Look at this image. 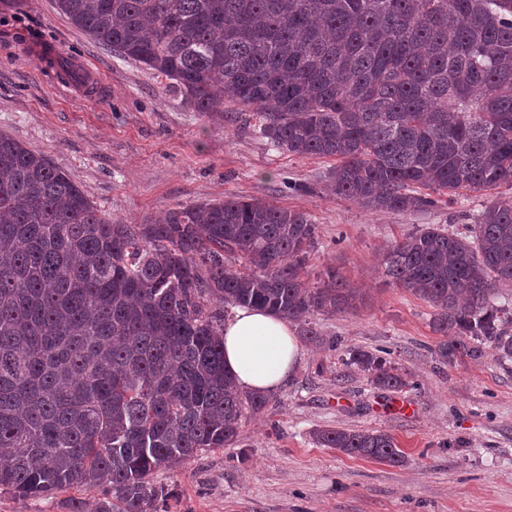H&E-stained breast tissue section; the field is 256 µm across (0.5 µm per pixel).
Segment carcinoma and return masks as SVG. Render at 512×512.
I'll list each match as a JSON object with an SVG mask.
<instances>
[{"label": "carcinoma", "mask_w": 512, "mask_h": 512, "mask_svg": "<svg viewBox=\"0 0 512 512\" xmlns=\"http://www.w3.org/2000/svg\"><path fill=\"white\" fill-rule=\"evenodd\" d=\"M103 47L170 81L197 112L259 115L270 144L332 158L329 189L369 210L421 211L512 183V0H55ZM307 214L261 200L180 205L114 224L64 170L0 132V490L100 493L97 512L169 508L156 470L235 443L269 397L224 368V313L293 321L357 296L306 277ZM386 274L429 302L443 361L485 343L512 359V199L465 235L430 225ZM350 361L384 389L387 360ZM350 457L404 461L383 431L322 430Z\"/></svg>", "instance_id": "cac0c4a2"}]
</instances>
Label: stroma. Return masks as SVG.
<instances>
[{"instance_id":"1","label":"stroma","mask_w":512,"mask_h":512,"mask_svg":"<svg viewBox=\"0 0 512 512\" xmlns=\"http://www.w3.org/2000/svg\"><path fill=\"white\" fill-rule=\"evenodd\" d=\"M89 65L93 91L53 79ZM0 132L65 169L106 217L154 224L181 205L253 198L306 213L317 226L311 284L334 270L358 289L354 308L296 323L301 360L247 415L236 443L154 473L174 494L170 512H512V360L485 349L445 363L434 310L385 273L397 241L434 224L464 231L512 186L463 191L418 212H374L336 196L334 161L274 149L255 112L223 116L185 106L165 77L115 56L60 15L54 0H0ZM320 335L305 337V326ZM385 352L406 387L388 390L349 363ZM406 402L409 412L396 410ZM327 429L381 430L400 464L346 456L316 440ZM95 512L97 491L52 499L0 492V512Z\"/></svg>"}]
</instances>
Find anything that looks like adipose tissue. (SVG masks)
<instances>
[{"label":"adipose tissue","instance_id":"adipose-tissue-1","mask_svg":"<svg viewBox=\"0 0 512 512\" xmlns=\"http://www.w3.org/2000/svg\"><path fill=\"white\" fill-rule=\"evenodd\" d=\"M300 357L292 327L270 311L244 308L224 325V365L243 390H279L295 371Z\"/></svg>","mask_w":512,"mask_h":512}]
</instances>
